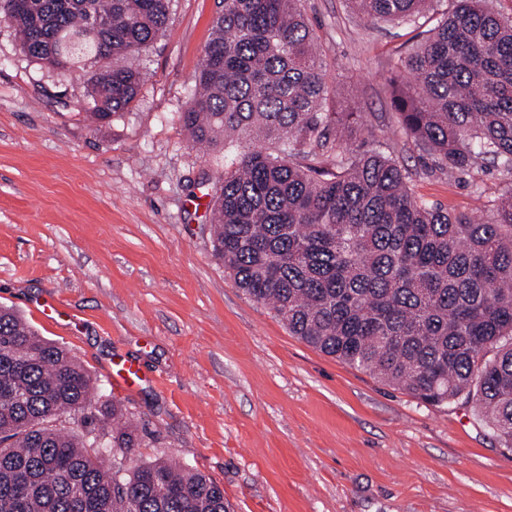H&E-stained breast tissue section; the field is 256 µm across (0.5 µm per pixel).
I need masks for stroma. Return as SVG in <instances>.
Listing matches in <instances>:
<instances>
[{
  "label": "stroma",
  "instance_id": "1",
  "mask_svg": "<svg viewBox=\"0 0 512 512\" xmlns=\"http://www.w3.org/2000/svg\"><path fill=\"white\" fill-rule=\"evenodd\" d=\"M323 48L329 109L355 149L397 128L387 80L415 27L304 0ZM221 0H172L123 114L94 123L83 74L32 62L0 21V305L64 345L162 458L215 478L229 512H512V450L471 406H432L291 336L213 254L205 189L223 153L192 149V98ZM413 194L476 219L512 177L451 173L405 136L384 148ZM61 304L43 321L38 301ZM141 368L134 389L109 371Z\"/></svg>",
  "mask_w": 512,
  "mask_h": 512
}]
</instances>
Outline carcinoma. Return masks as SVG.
I'll return each mask as SVG.
<instances>
[{
    "mask_svg": "<svg viewBox=\"0 0 512 512\" xmlns=\"http://www.w3.org/2000/svg\"><path fill=\"white\" fill-rule=\"evenodd\" d=\"M302 0H224L181 122L192 145L236 156L208 202L213 251L288 332L431 405L462 401L512 449V189L476 220L420 201L410 173L333 132L331 87ZM370 24L417 23L433 0H348ZM452 10L398 58L401 130L449 172L512 177V16ZM170 0H0L23 52L84 73L99 123L145 79L134 57ZM102 385L0 306V512H226L209 476L156 459ZM74 416L76 427L57 426Z\"/></svg>",
    "mask_w": 512,
    "mask_h": 512,
    "instance_id": "carcinoma-1",
    "label": "carcinoma"
}]
</instances>
